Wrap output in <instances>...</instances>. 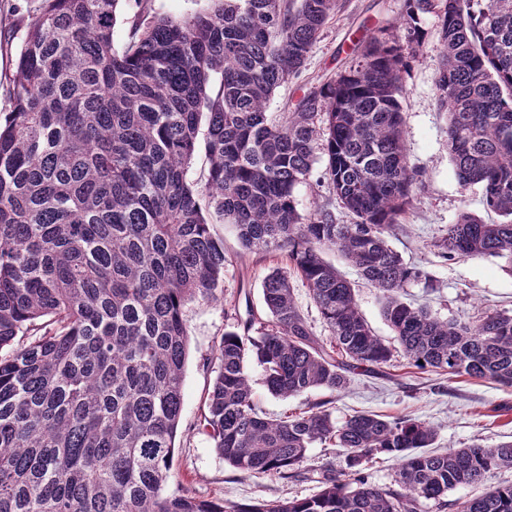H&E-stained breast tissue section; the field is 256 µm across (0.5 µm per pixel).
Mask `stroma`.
I'll use <instances>...</instances> for the list:
<instances>
[{"label": "stroma", "instance_id": "1", "mask_svg": "<svg viewBox=\"0 0 512 512\" xmlns=\"http://www.w3.org/2000/svg\"><path fill=\"white\" fill-rule=\"evenodd\" d=\"M403 4L404 0H345L341 12L324 27L302 73L276 91L269 112H282L300 96L302 88L344 69L353 40L362 35L393 23L396 40L408 46V33L398 25ZM32 17V0H0V71L12 69ZM418 27L423 39L417 60L403 75L401 102L408 160L422 176L401 224L389 237L404 262L422 272L421 278L407 284L404 297L427 305L443 320L475 324L489 311L512 315L511 263L480 256L447 260L436 246L461 211L482 216L486 210L481 187H462L448 158L446 119L435 86L442 51L440 21L436 15L424 14ZM214 231L224 239V294L217 300L192 302L185 309L189 355L172 485L197 497L231 504L312 496L320 489L318 472L342 468L339 448L314 444L299 476L282 480L230 467L203 427L204 400L218 370L216 349L225 331L242 329L249 314H263L262 283L275 265L271 255L243 250L233 225L218 224ZM345 274L353 281L357 306L373 332L386 344H393L394 333L383 318L377 290L358 280L353 268H346ZM246 368L254 403L270 418L321 403L339 421L362 411L430 422L438 429L436 446L441 451L477 439L489 446L512 440V387L445 372H422L398 355L375 373L351 374L350 385L343 392L321 388L289 398L267 390L255 356H248Z\"/></svg>", "mask_w": 512, "mask_h": 512}]
</instances>
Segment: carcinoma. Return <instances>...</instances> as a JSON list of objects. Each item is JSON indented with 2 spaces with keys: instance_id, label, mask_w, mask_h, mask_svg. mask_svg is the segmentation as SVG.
<instances>
[{
  "instance_id": "1",
  "label": "carcinoma",
  "mask_w": 512,
  "mask_h": 512,
  "mask_svg": "<svg viewBox=\"0 0 512 512\" xmlns=\"http://www.w3.org/2000/svg\"><path fill=\"white\" fill-rule=\"evenodd\" d=\"M124 0H39L13 71L0 77V512H423L448 492L512 468V441L430 452L437 430L412 418L356 413L342 422L317 403L267 418L246 357L274 395L343 392L392 350L359 312L352 284L325 258L338 250L383 300L407 363L512 386V315L444 321L402 299L421 271L388 241L420 174L407 161L401 106L405 55L367 35L350 65L273 118L267 105L301 72L338 0H206L177 19H126ZM440 19L436 89L448 114L459 183L483 188L488 223L463 211L441 256L512 264V0H404ZM323 137L332 193L302 214L296 187ZM202 185L188 179L199 149ZM216 216L249 252L280 265L263 280L259 335L224 332L205 428L244 473L295 478L316 443L342 450L310 497L252 504L170 490L189 336L184 311L224 287ZM296 274L330 330L320 343L293 298ZM20 338V346L1 350ZM399 461L395 487L365 465ZM460 512H512V484Z\"/></svg>"
}]
</instances>
